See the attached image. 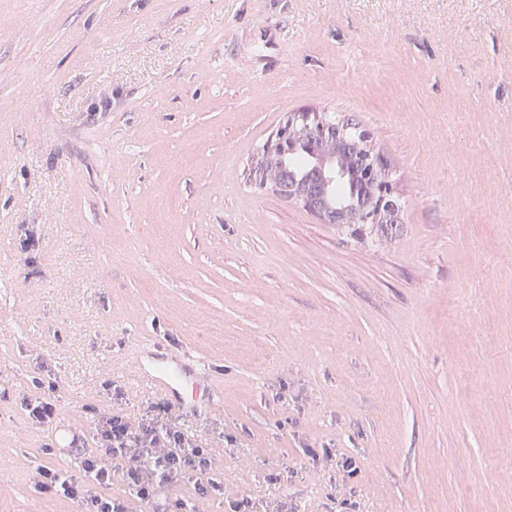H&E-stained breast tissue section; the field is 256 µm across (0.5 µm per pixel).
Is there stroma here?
I'll return each instance as SVG.
<instances>
[{
  "label": "stroma",
  "mask_w": 512,
  "mask_h": 512,
  "mask_svg": "<svg viewBox=\"0 0 512 512\" xmlns=\"http://www.w3.org/2000/svg\"><path fill=\"white\" fill-rule=\"evenodd\" d=\"M303 109L368 133L398 224L250 182ZM147 342L223 384L196 512H512V0H0V512L71 510L39 365L88 430L167 403ZM57 400H53L46 393L25 395L21 401V408L28 414L31 421L38 425H51L59 415Z\"/></svg>",
  "instance_id": "35a3bbf8"
}]
</instances>
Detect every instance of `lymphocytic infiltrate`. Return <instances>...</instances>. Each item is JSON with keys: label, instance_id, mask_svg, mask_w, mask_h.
Listing matches in <instances>:
<instances>
[{"label": "lymphocytic infiltrate", "instance_id": "f902f5d3", "mask_svg": "<svg viewBox=\"0 0 512 512\" xmlns=\"http://www.w3.org/2000/svg\"><path fill=\"white\" fill-rule=\"evenodd\" d=\"M95 437L96 449L77 448L83 477L44 466L39 470L41 489L76 501L81 512H128L110 493L118 474L143 501L157 489L186 481L204 494L224 493L206 450L182 431L168 407L152 406L139 419L118 412L98 415Z\"/></svg>", "mask_w": 512, "mask_h": 512}]
</instances>
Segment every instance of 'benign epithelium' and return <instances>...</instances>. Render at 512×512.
I'll return each instance as SVG.
<instances>
[{
    "label": "benign epithelium",
    "mask_w": 512,
    "mask_h": 512,
    "mask_svg": "<svg viewBox=\"0 0 512 512\" xmlns=\"http://www.w3.org/2000/svg\"><path fill=\"white\" fill-rule=\"evenodd\" d=\"M298 132L319 142V149L310 153L319 165L332 163V155H342L341 147L370 161L374 177L362 180V191L344 189L348 171L338 169L327 180L326 186L336 187V204L326 208L317 205L316 198L305 182L295 181L288 185V200L313 213L322 221L332 224H397L399 206L394 199L393 185L389 178L388 161L375 151L365 138H350L347 129L329 128L318 112H293L281 126V131L264 144L262 152L251 164L252 176L257 184L271 191L276 183L267 169V158L286 151L288 136Z\"/></svg>",
    "instance_id": "1"
}]
</instances>
